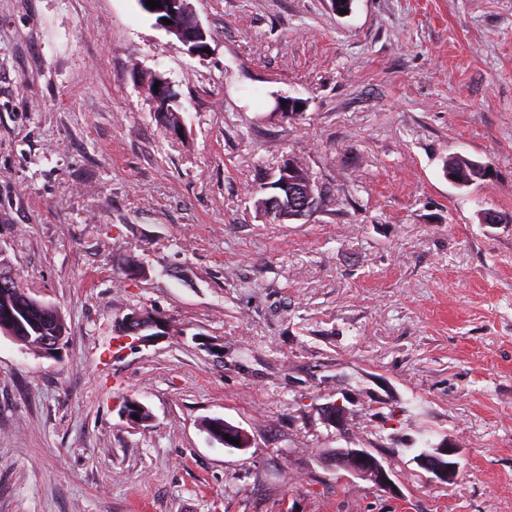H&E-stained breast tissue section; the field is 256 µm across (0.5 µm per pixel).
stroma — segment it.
I'll return each mask as SVG.
<instances>
[{
	"label": "stroma",
	"instance_id": "obj_1",
	"mask_svg": "<svg viewBox=\"0 0 512 512\" xmlns=\"http://www.w3.org/2000/svg\"><path fill=\"white\" fill-rule=\"evenodd\" d=\"M190 3L203 57L138 0H0V254L68 327L0 335V512H512V0ZM296 157L326 198L269 223ZM142 307L167 335L118 338ZM451 443L448 484L415 458ZM363 447L395 493L327 463ZM474 162L476 161L467 157L455 155L449 158L446 170L449 175H453L473 183V181L484 177L483 175L478 174Z\"/></svg>",
	"mask_w": 512,
	"mask_h": 512
}]
</instances>
